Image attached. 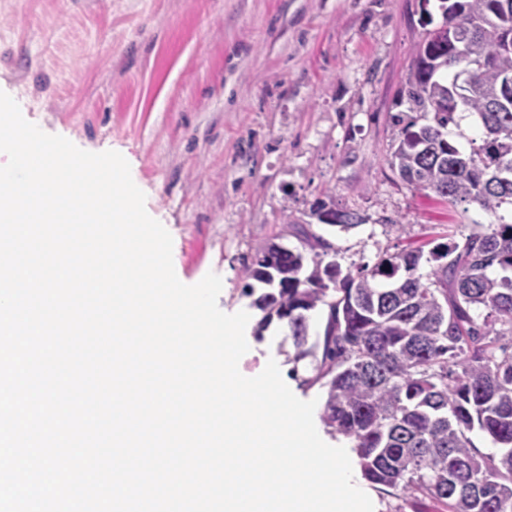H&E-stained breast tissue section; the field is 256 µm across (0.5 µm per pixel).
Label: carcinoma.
Instances as JSON below:
<instances>
[{"instance_id":"1","label":"carcinoma","mask_w":512,"mask_h":512,"mask_svg":"<svg viewBox=\"0 0 512 512\" xmlns=\"http://www.w3.org/2000/svg\"><path fill=\"white\" fill-rule=\"evenodd\" d=\"M443 22L418 44L399 102L432 114L399 128L389 165L405 182L450 204L495 214L512 205V0H439ZM468 39L471 85L458 81L453 43ZM480 119L483 136L464 152L446 129L458 113ZM309 216L349 230L365 222L323 199ZM319 260L268 242L245 265L269 287L254 300L260 336L273 322L288 330L294 360H316L304 384L326 391L323 421L354 443L367 481L446 512H512V224L448 235L343 270L331 245L314 237ZM427 270L420 271L421 265ZM496 274H490V270ZM326 311L322 341L309 343L308 313ZM484 309L482 323L473 312ZM480 432L499 451L482 454Z\"/></svg>"}]
</instances>
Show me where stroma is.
I'll list each match as a JSON object with an SVG mask.
<instances>
[{
    "label": "stroma",
    "mask_w": 512,
    "mask_h": 512,
    "mask_svg": "<svg viewBox=\"0 0 512 512\" xmlns=\"http://www.w3.org/2000/svg\"><path fill=\"white\" fill-rule=\"evenodd\" d=\"M0 0V78L29 121L94 152L131 147L146 208L173 239L187 285L221 276L225 313L250 315L254 369L275 360L291 391L312 359L291 363L279 324L259 313L244 265L273 241L314 259L305 233L346 268L373 264L512 208L425 197L388 164L399 91L415 48L441 24L435 0ZM359 213L340 232L296 226L316 199Z\"/></svg>",
    "instance_id": "obj_1"
}]
</instances>
